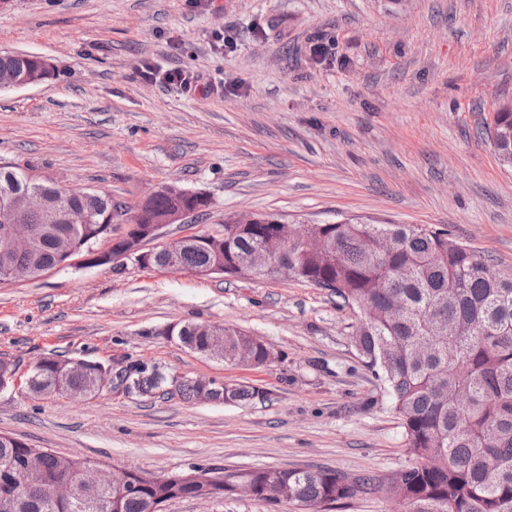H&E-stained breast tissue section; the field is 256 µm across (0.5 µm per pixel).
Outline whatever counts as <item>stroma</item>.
<instances>
[{"instance_id": "obj_1", "label": "stroma", "mask_w": 512, "mask_h": 512, "mask_svg": "<svg viewBox=\"0 0 512 512\" xmlns=\"http://www.w3.org/2000/svg\"><path fill=\"white\" fill-rule=\"evenodd\" d=\"M0 51L53 75L0 89V162L134 209L147 188L208 196L166 227L218 232L234 214L285 224L358 219L444 230L512 276V166L482 130L512 100V0H11ZM188 69L186 94L146 69ZM358 308L304 279L64 267L0 284V434L33 448L159 476L327 468L389 479L408 466L400 417L352 335ZM210 323L263 340L264 367L231 365L167 336ZM57 351L105 365L259 388L241 404L42 397L26 381ZM166 512H273L243 496Z\"/></svg>"}]
</instances>
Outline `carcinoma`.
I'll return each mask as SVG.
<instances>
[{"label":"carcinoma","instance_id":"carcinoma-1","mask_svg":"<svg viewBox=\"0 0 512 512\" xmlns=\"http://www.w3.org/2000/svg\"><path fill=\"white\" fill-rule=\"evenodd\" d=\"M41 57L0 52V75L40 69ZM493 125L500 132L494 150L512 156V112H495ZM40 191L51 208L78 216L74 224H54L48 213L23 217L41 228L31 253L10 255L13 265L54 267L64 260L56 239L68 234L80 243L94 235L108 236L112 199L89 189L62 188L34 179L17 165L0 164V210L10 199ZM173 205L168 195L156 197L139 215L146 224ZM228 240L224 259L249 251L279 247L270 221ZM313 233L326 236L332 250L302 252L295 260L300 278L359 307L371 315L353 334V345L366 367L383 380L393 411L403 421L412 463L387 483L365 476L355 481L332 469L277 471L288 485V502L306 512H325L326 506L360 494L383 493L405 500V512H512V277L487 279L485 262L454 241L445 231L411 224H325ZM392 237L386 252L368 240ZM211 253L194 244L178 257L184 270L207 266ZM177 339L203 352L207 334L202 324L181 326ZM249 334L224 328V361L239 360ZM54 353L32 373L31 391L55 395L87 392L112 379L89 373L65 375ZM128 394H167L175 375L158 369L129 365L116 374ZM260 394V389L237 385L224 393V402L239 404ZM22 440L0 435V512H148L151 502L167 499L175 489L167 484L146 485L134 495L116 487L89 489L81 480V466L60 470L47 454L30 476L21 473ZM67 476L73 497L57 501L48 491Z\"/></svg>","mask_w":512,"mask_h":512}]
</instances>
